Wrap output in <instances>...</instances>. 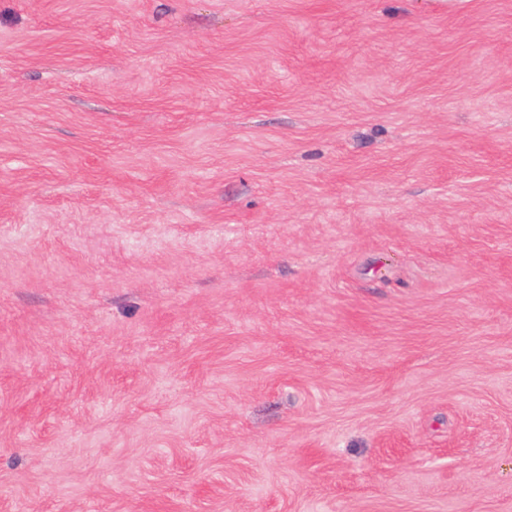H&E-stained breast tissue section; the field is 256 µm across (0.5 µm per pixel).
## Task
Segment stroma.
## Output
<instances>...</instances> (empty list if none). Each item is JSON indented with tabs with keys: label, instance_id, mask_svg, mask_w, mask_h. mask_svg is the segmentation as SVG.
<instances>
[{
	"label": "stroma",
	"instance_id": "stroma-1",
	"mask_svg": "<svg viewBox=\"0 0 512 512\" xmlns=\"http://www.w3.org/2000/svg\"><path fill=\"white\" fill-rule=\"evenodd\" d=\"M0 512H512V0H0Z\"/></svg>",
	"mask_w": 512,
	"mask_h": 512
}]
</instances>
